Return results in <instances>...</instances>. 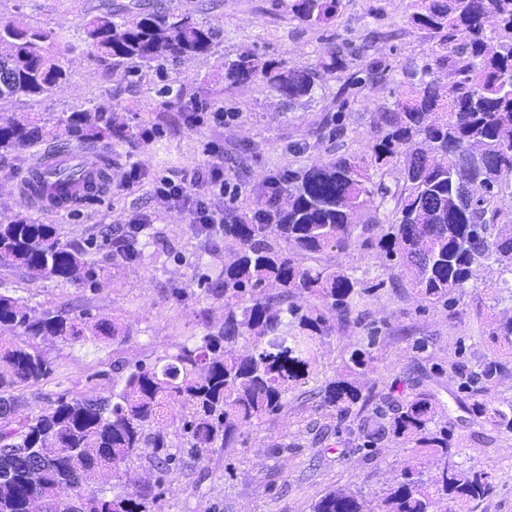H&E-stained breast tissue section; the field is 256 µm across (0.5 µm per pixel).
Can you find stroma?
<instances>
[{
    "label": "stroma",
    "mask_w": 512,
    "mask_h": 512,
    "mask_svg": "<svg viewBox=\"0 0 512 512\" xmlns=\"http://www.w3.org/2000/svg\"><path fill=\"white\" fill-rule=\"evenodd\" d=\"M112 0H0V21L56 33L69 78L31 108L32 115L53 118L91 104L112 108L135 136L113 144L112 178L100 201L77 211L48 213L32 207L16 181L26 173L30 154L0 161V216L22 214L39 224L55 225L62 242L84 246L91 254L97 284L32 279L22 270L0 269V285L20 297L33 314L69 303L98 319L127 330L125 338L103 336L66 342L43 341L55 367L41 384L25 392L27 408L61 393L106 397L112 392V369L122 363H152L178 345L200 336V309L220 326L224 303L197 287L198 273L217 274L224 252L206 250L204 236L190 217L154 191L156 180L224 160V178L240 205H250L265 177L345 155L361 157L373 139L380 112L392 108L406 88V69L434 58L435 40L409 19V0H343L328 24L310 28L288 12L283 0H164L174 14H191L199 23L222 28L224 41L212 55L188 59L158 78H122L106 72L84 41L83 26L108 9ZM339 51L336 69L323 73L312 101L285 102L263 78L235 85L224 77L225 59L247 51L285 66L316 67L328 49ZM376 63L383 80L367 82L365 71ZM172 92L160 94L161 85ZM223 109L224 122L211 114ZM149 215L162 238L146 246L141 257L124 260L101 232ZM339 263L351 267L370 291L358 303L365 319L336 324L322 347L317 376L288 394L286 408L250 427L243 443L218 448L175 471L159 501L160 512H310L311 504L334 487L359 493L367 512H375L383 493L394 485L400 461L418 454L415 443L387 439L375 453L358 450L357 423L338 421L315 411L305 391L331 379L341 356L367 344L378 329L374 348L377 368L361 379L363 392L404 399L429 392L450 406L441 418L464 466L490 475L491 493L471 512H512V432L494 428L470 412L472 397L458 389L453 364L475 366L498 358L508 370L491 384L485 400L512 401V347L487 334L490 316L512 315V302L500 300L498 273L487 270L474 286L456 293L452 307L426 305L412 288H396L392 262L379 249L364 246ZM178 288L190 289L176 298ZM428 349L413 352L415 340ZM288 444V454L272 456L270 447Z\"/></svg>",
    "instance_id": "35a3bbf8"
}]
</instances>
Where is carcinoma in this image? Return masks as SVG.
<instances>
[{
    "label": "carcinoma",
    "instance_id": "obj_1",
    "mask_svg": "<svg viewBox=\"0 0 512 512\" xmlns=\"http://www.w3.org/2000/svg\"><path fill=\"white\" fill-rule=\"evenodd\" d=\"M343 0H289L288 11L308 26L336 17ZM412 23L432 33L439 47L434 63L410 67V86L380 115L370 162L399 168L392 184L371 181L365 159L340 155L327 162L268 176L256 207L224 206V250L230 259L212 279L198 285L224 298V322L204 324V333L177 351L139 363L108 397L63 393L25 413L22 390L53 373L41 348L48 337L78 341L124 335L88 313L45 310L38 317L19 299L0 292V327L26 337L0 343V512H154L168 476L216 448H229L246 430L286 406L288 393L318 370L321 347L333 321H351L356 300L367 289L341 264H320L327 253H347L376 243L424 302L454 304V293L496 267L500 292L512 299V0H410ZM94 57L111 72L137 76L212 54L223 31L189 15L166 14L143 0H130L94 16L84 26ZM54 33L0 22V106L30 104L50 95L68 78L64 57L52 51ZM322 69L336 68V50ZM225 78L244 84L257 74L288 103L311 97L320 70L286 68L240 54L224 63ZM451 71L453 80L441 76ZM54 127L66 139L58 151L77 143L100 157V187L110 180L112 157L98 150L105 139L118 142L128 127L112 111L91 105L63 112ZM48 135L46 124L29 113L0 111V158L27 151ZM77 171L30 174L35 191ZM112 235L123 257L141 256L138 246L157 237L151 225ZM144 241H139V237ZM90 252L61 242L55 225L16 214L0 220V268L25 269L35 279L96 283ZM378 329L365 349L342 359L336 376L315 392L329 417L359 420V449L374 450L394 437L423 451L399 464L396 485L378 512H462L489 495L488 474L457 461L448 432L430 431L444 405L431 393L386 400L363 415L371 396L357 377L374 369ZM492 339L512 346V316L491 321ZM242 343L241 348L234 345ZM461 389L481 393L506 371L498 360L479 370L453 367ZM471 411L497 429L512 431V402L476 401ZM181 423L183 442L175 448L166 425ZM151 449L155 479L132 492L108 494L87 480L99 473L119 480L123 467ZM438 477L424 479L425 464ZM311 512H364L358 497L337 487L311 504Z\"/></svg>",
    "mask_w": 512,
    "mask_h": 512
}]
</instances>
